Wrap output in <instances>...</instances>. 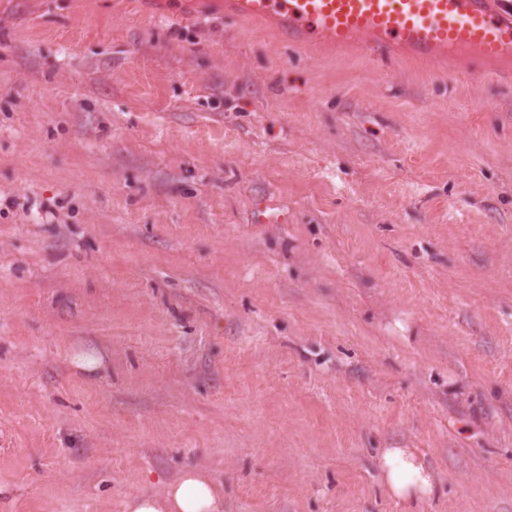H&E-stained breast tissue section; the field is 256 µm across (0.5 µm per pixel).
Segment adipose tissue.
Instances as JSON below:
<instances>
[{"mask_svg": "<svg viewBox=\"0 0 512 512\" xmlns=\"http://www.w3.org/2000/svg\"><path fill=\"white\" fill-rule=\"evenodd\" d=\"M390 493L408 501L431 497L435 477L417 453L410 448H387L376 459ZM125 512H224V489L204 469H185L157 493L130 496Z\"/></svg>", "mask_w": 512, "mask_h": 512, "instance_id": "1", "label": "adipose tissue"}]
</instances>
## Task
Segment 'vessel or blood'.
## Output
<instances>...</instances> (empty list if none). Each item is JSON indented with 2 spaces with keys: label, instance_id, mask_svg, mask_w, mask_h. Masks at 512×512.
<instances>
[{
  "label": "vessel or blood",
  "instance_id": "obj_1",
  "mask_svg": "<svg viewBox=\"0 0 512 512\" xmlns=\"http://www.w3.org/2000/svg\"><path fill=\"white\" fill-rule=\"evenodd\" d=\"M224 13L267 21L292 44L368 42L421 60L463 57L476 78L512 70L504 0H224Z\"/></svg>",
  "mask_w": 512,
  "mask_h": 512
}]
</instances>
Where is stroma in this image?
<instances>
[{"label": "stroma", "mask_w": 512, "mask_h": 512, "mask_svg": "<svg viewBox=\"0 0 512 512\" xmlns=\"http://www.w3.org/2000/svg\"><path fill=\"white\" fill-rule=\"evenodd\" d=\"M435 70L0 0V512H512V77ZM376 463L386 487L397 499H424L435 493L434 474L412 448H385ZM125 512H224L223 486L204 469H185L157 493L132 495Z\"/></svg>", "instance_id": "35a3bbf8"}]
</instances>
